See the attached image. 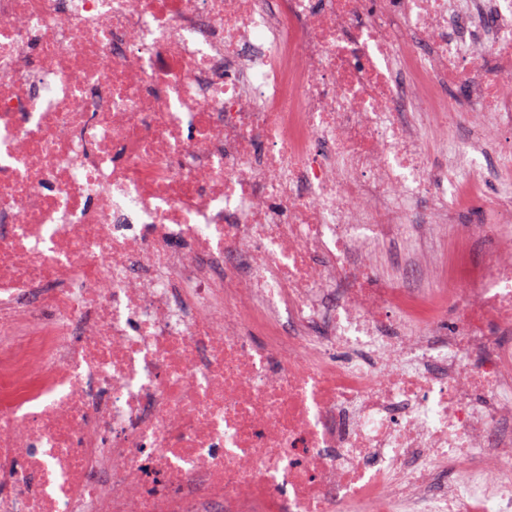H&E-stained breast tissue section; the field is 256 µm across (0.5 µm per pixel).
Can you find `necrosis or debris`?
<instances>
[{
    "instance_id": "4bbe7bcc",
    "label": "necrosis or debris",
    "mask_w": 512,
    "mask_h": 512,
    "mask_svg": "<svg viewBox=\"0 0 512 512\" xmlns=\"http://www.w3.org/2000/svg\"><path fill=\"white\" fill-rule=\"evenodd\" d=\"M511 132L512 0H0V512H512Z\"/></svg>"
}]
</instances>
